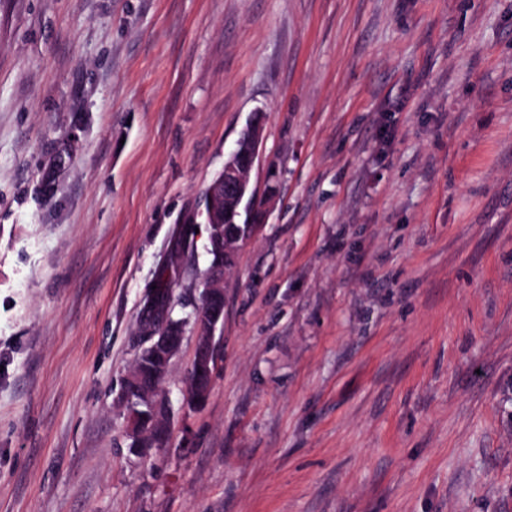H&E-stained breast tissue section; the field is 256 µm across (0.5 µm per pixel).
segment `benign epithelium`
I'll use <instances>...</instances> for the list:
<instances>
[{
    "label": "benign epithelium",
    "mask_w": 512,
    "mask_h": 512,
    "mask_svg": "<svg viewBox=\"0 0 512 512\" xmlns=\"http://www.w3.org/2000/svg\"><path fill=\"white\" fill-rule=\"evenodd\" d=\"M261 143L262 122L260 116L254 114L207 192V246L220 253L223 262L210 271L194 313L184 319H174V306L166 289L150 291L143 301L139 325L141 361L125 379L120 394L130 408L128 426L137 443L146 436L148 447L167 445L171 408L160 394V384L168 377L189 324L194 329L196 342L187 403L200 406L210 396L219 358L217 331L224 327V272L236 263L241 245L253 232L259 214L255 190L250 186V172L258 162ZM240 212L245 213L244 223L225 230V216ZM140 406L145 407L142 414L137 412Z\"/></svg>",
    "instance_id": "7a95c632"
}]
</instances>
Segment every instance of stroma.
<instances>
[{
  "label": "stroma",
  "instance_id": "1",
  "mask_svg": "<svg viewBox=\"0 0 512 512\" xmlns=\"http://www.w3.org/2000/svg\"><path fill=\"white\" fill-rule=\"evenodd\" d=\"M255 112L211 394L186 333L132 448ZM0 512H512V0H0ZM262 122L255 113L229 151L224 168L210 186L206 196L207 244L223 256L221 265L210 271L206 287L195 311L187 318H173L174 306L168 290L153 289L145 297L140 316L141 361L124 381L120 397L128 408L131 437L139 443L148 437L146 447L164 448L168 441L171 408L160 394L172 360L178 354L186 326L192 324L196 342L191 367L187 403L204 404L211 392L219 358L217 331L224 327V272L236 263L242 243L254 230L259 214L255 190L250 186V172L259 159ZM246 217L243 224L225 230V216L231 213ZM138 406H145L139 413Z\"/></svg>",
  "mask_w": 512,
  "mask_h": 512
}]
</instances>
